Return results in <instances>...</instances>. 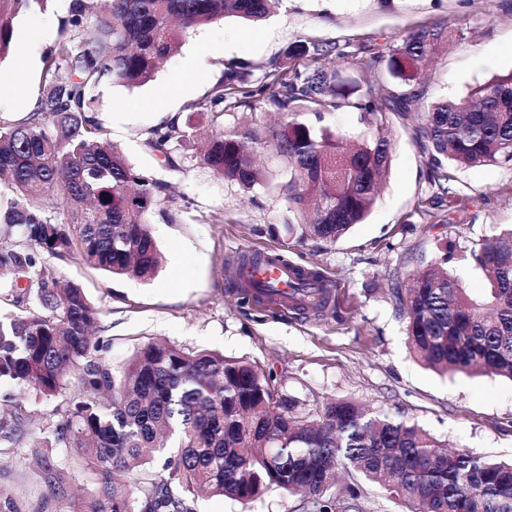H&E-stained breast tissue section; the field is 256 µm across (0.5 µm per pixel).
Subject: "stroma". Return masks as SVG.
Wrapping results in <instances>:
<instances>
[{
  "mask_svg": "<svg viewBox=\"0 0 512 512\" xmlns=\"http://www.w3.org/2000/svg\"><path fill=\"white\" fill-rule=\"evenodd\" d=\"M70 0H48L12 21L16 42L33 40L32 58L0 63L11 94L0 97V120H23L38 96L48 41L34 40L30 23L50 30ZM447 26L448 47L427 72L433 96L460 97L471 87L512 73V0H282L263 21L223 18L190 32L152 79L138 86L101 88L97 115L132 165L170 186L172 202L149 216L163 254L154 278L112 277L79 258L41 255L59 279L84 288L99 312L98 354L112 366L136 350L164 341L187 351L219 353L273 370L278 386L312 415L329 398L400 412L453 449L512 458V382L492 375L439 374L411 356L406 323L390 294L439 242L454 245L451 272L468 295L483 296L484 277L471 249L475 241L512 226V165L454 171L463 199L455 227L438 211L419 212L426 195L422 158L411 134L392 130L391 164L366 220L336 243L298 242L283 228L285 204L257 188L244 192L199 160L200 143L176 145L177 167L164 164L146 140L168 113L209 125L191 106L205 98L228 64L244 62L262 84L272 60L301 39L335 41L336 60L368 80L373 54L390 39L421 26ZM275 252L319 270L332 285L329 306L318 312L279 311L248 300L232 270L245 256ZM66 397L46 399L29 388L0 382V423L22 416L13 447H0V488L38 512L48 489L29 466ZM195 512H314L299 495L277 490L243 503L223 496L199 498Z\"/></svg>",
  "mask_w": 512,
  "mask_h": 512,
  "instance_id": "1",
  "label": "stroma"
}]
</instances>
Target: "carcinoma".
I'll return each instance as SVG.
<instances>
[{"mask_svg": "<svg viewBox=\"0 0 512 512\" xmlns=\"http://www.w3.org/2000/svg\"><path fill=\"white\" fill-rule=\"evenodd\" d=\"M45 0H0V60L17 53L12 17ZM281 0H71L60 34L42 56L40 94L26 117L0 126V184L13 189L0 204V279L12 303L31 299L20 315L0 314V381L54 398L75 384L58 412L48 449L33 469L51 497L67 496L63 471L96 477L81 512H194L201 495L249 502L276 488L335 512L331 489L347 467L399 497L406 512H512V461L450 451L398 412L370 410L347 399L324 403L314 416L280 394L275 377L249 361L186 352L168 343L142 347L116 369L94 354L97 310L76 283L60 285L39 255L80 257L112 276L152 277L162 262L148 215L167 185L140 174L97 118L104 83L139 85L174 54L188 31L219 18H264ZM448 45V30H412L390 46L379 82L360 85L323 61L345 57L337 42L299 40L255 89L250 72L225 68L211 94L192 105L216 124L202 162L251 192L263 188L286 205L284 228L301 242L335 243L371 210L391 161L384 132L419 117L412 137L433 191L428 204L451 213L458 166L512 163V73L448 99L429 97L423 67ZM304 58L299 69L289 61ZM261 109L278 121L218 125L233 110ZM359 114L362 141L344 147L336 111ZM197 137L192 119L168 121L146 146L176 167L170 145ZM270 151L268 171L256 154ZM57 196L60 211L44 200ZM485 276L480 301L451 273L452 246L391 289L413 354L446 374L492 373L512 381V228L472 250ZM0 424V446L13 445L21 418ZM72 449L61 459L49 448ZM161 462L131 490L134 465Z\"/></svg>", "mask_w": 512, "mask_h": 512, "instance_id": "carcinoma-1", "label": "carcinoma"}]
</instances>
